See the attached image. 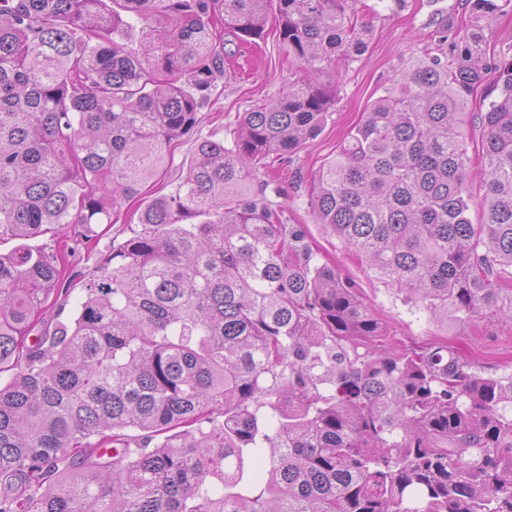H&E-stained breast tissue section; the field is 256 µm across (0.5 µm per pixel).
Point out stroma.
Wrapping results in <instances>:
<instances>
[{
    "label": "stroma",
    "mask_w": 512,
    "mask_h": 512,
    "mask_svg": "<svg viewBox=\"0 0 512 512\" xmlns=\"http://www.w3.org/2000/svg\"><path fill=\"white\" fill-rule=\"evenodd\" d=\"M364 2L366 47L353 60L338 63L335 75L323 76V84L333 89L336 97L321 131L308 139L290 162L272 170L255 171L248 185L254 191L265 190L273 206L282 209L283 222L301 228L305 244L318 252L321 261L335 265L350 278L375 317L407 345L442 343L483 374L511 375L512 322L484 315L446 323L430 319L378 279L336 235L311 216L307 187L314 173L335 156L366 107L397 71L422 55L424 49L434 47V36L442 27L460 24L471 12L469 0ZM278 34V11L273 6L268 9L261 37L254 43L240 45L232 34H225L224 48L232 56L197 113V128L202 135L224 137L227 126L236 123L255 103L277 97L289 83L304 79L303 70L289 58ZM193 158L191 140L174 141L168 167L143 187L140 196L122 202L114 210L111 223L93 225L91 248L79 250L66 261L62 285L67 292L59 298V320L74 314L85 285L111 257L113 246L124 242L136 228L141 207L155 196L172 192Z\"/></svg>",
    "instance_id": "35a3bbf8"
}]
</instances>
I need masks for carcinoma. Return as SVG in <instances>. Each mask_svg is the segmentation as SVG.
<instances>
[{
	"instance_id": "1",
	"label": "carcinoma",
	"mask_w": 512,
	"mask_h": 512,
	"mask_svg": "<svg viewBox=\"0 0 512 512\" xmlns=\"http://www.w3.org/2000/svg\"><path fill=\"white\" fill-rule=\"evenodd\" d=\"M270 2L0 0V240L19 241L0 253V512H512V376L395 341L246 186L321 129L322 75L365 48L359 0H276L307 80L197 141L74 315L27 342L64 270L30 241L112 223L193 134L217 26L247 42ZM510 6L471 0L309 186L315 222L445 322L512 321V56L484 36ZM488 77L475 189L462 109Z\"/></svg>"
}]
</instances>
